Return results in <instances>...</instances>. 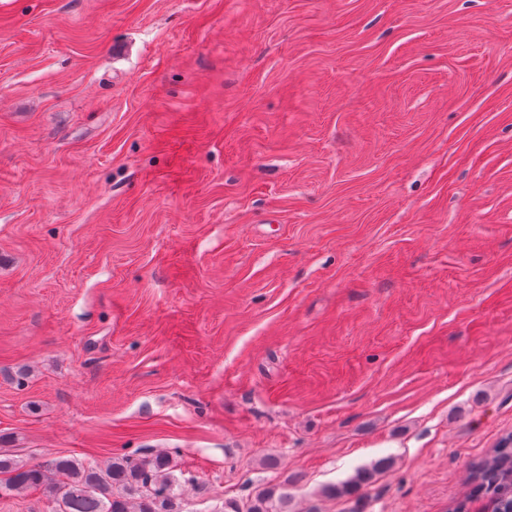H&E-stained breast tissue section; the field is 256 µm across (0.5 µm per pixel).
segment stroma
<instances>
[{
	"instance_id": "obj_1",
	"label": "stroma",
	"mask_w": 512,
	"mask_h": 512,
	"mask_svg": "<svg viewBox=\"0 0 512 512\" xmlns=\"http://www.w3.org/2000/svg\"><path fill=\"white\" fill-rule=\"evenodd\" d=\"M508 432L512 0H0V448L451 512ZM384 460H379L371 468L362 469L349 480L340 485H334L327 489L328 492L335 496H351L359 493L360 490L369 486L373 480V476L384 467Z\"/></svg>"
}]
</instances>
